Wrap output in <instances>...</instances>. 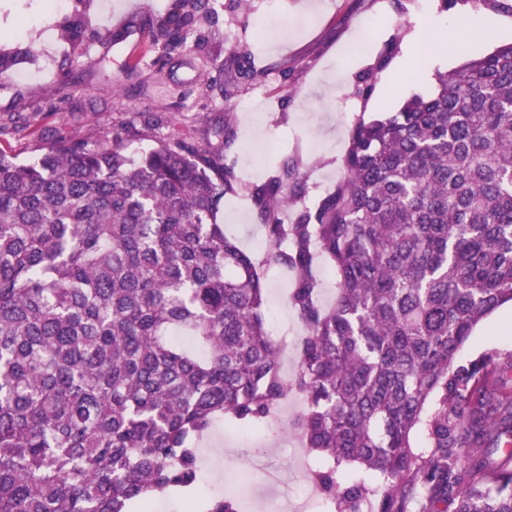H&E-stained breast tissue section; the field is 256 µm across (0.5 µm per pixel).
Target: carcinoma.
<instances>
[{"instance_id": "cac0c4a2", "label": "carcinoma", "mask_w": 512, "mask_h": 512, "mask_svg": "<svg viewBox=\"0 0 512 512\" xmlns=\"http://www.w3.org/2000/svg\"><path fill=\"white\" fill-rule=\"evenodd\" d=\"M207 13L178 0L154 42L181 48ZM33 55L1 51L0 77ZM131 137L151 128L60 137L27 163L0 149V512H148L173 493L239 512L194 494L199 444L224 420L261 428L294 393L288 431L323 460L331 512H512V467L494 462L512 460V363H457L512 302V43L357 116L336 188L292 222L299 173L254 186L260 259L218 223L231 136L137 159ZM272 269L295 277L305 327L289 380L262 317Z\"/></svg>"}]
</instances>
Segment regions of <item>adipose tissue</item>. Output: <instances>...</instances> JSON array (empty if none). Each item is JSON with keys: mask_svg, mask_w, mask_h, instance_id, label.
<instances>
[{"mask_svg": "<svg viewBox=\"0 0 512 512\" xmlns=\"http://www.w3.org/2000/svg\"><path fill=\"white\" fill-rule=\"evenodd\" d=\"M495 28V19L482 16L473 20L460 21L457 25L449 28H434L432 36L429 37L414 36L410 40V64L414 72L424 73L426 60L444 52H457L473 38L490 37Z\"/></svg>", "mask_w": 512, "mask_h": 512, "instance_id": "1", "label": "adipose tissue"}]
</instances>
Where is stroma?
I'll list each match as a JSON object with an SVG mask.
<instances>
[{"mask_svg": "<svg viewBox=\"0 0 512 512\" xmlns=\"http://www.w3.org/2000/svg\"><path fill=\"white\" fill-rule=\"evenodd\" d=\"M174 6V0H66L53 12L48 0H0V49L32 44L38 50L19 65L30 81L0 78V118L13 114L31 121L26 133L0 135V148L24 161L59 132L95 140L118 123L141 127L157 117L163 120L161 132L179 127L201 137L232 113L233 142L224 163L237 182L219 219L228 236L259 258L268 242L248 186L266 181L290 159L305 181V205H314L342 175L356 115L377 118L397 111L406 98L429 93L436 74L512 42V14L491 13L479 0H459L447 11L440 0H251L246 8L236 0H209L199 37L158 69L150 61L162 48L141 23L161 21ZM489 14L498 22L493 38L471 40L456 57L440 58L424 80L406 78L417 19L449 25ZM77 19L85 29L80 44L62 35ZM108 29L127 35L115 43L105 38ZM241 46L262 78H237L226 99L220 91L224 71ZM380 58L385 64L373 87L365 88L357 75ZM291 288L283 276H269L265 283L262 314L271 337L303 333L288 302ZM491 352L503 362L512 357L511 304L475 327L457 360L466 364ZM315 465V454L295 448L286 432L247 436L226 423L201 452L203 490L233 494L245 481L255 490L240 512H286L298 503V480Z\"/></svg>", "mask_w": 512, "mask_h": 512, "instance_id": "obj_1", "label": "stroma"}]
</instances>
